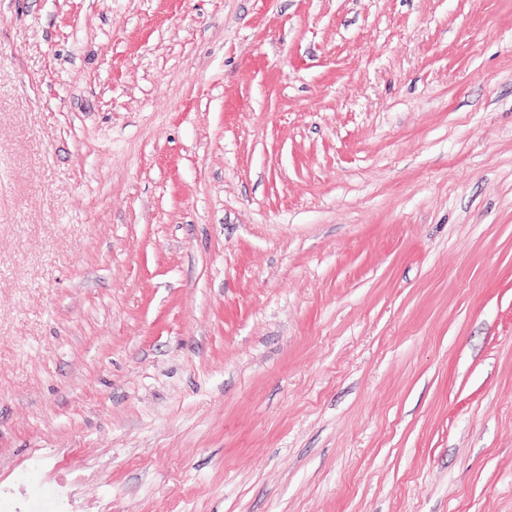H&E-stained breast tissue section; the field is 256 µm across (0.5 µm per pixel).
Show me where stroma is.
I'll return each instance as SVG.
<instances>
[{"mask_svg":"<svg viewBox=\"0 0 512 512\" xmlns=\"http://www.w3.org/2000/svg\"><path fill=\"white\" fill-rule=\"evenodd\" d=\"M61 487L512 512V0H0V495Z\"/></svg>","mask_w":512,"mask_h":512,"instance_id":"obj_1","label":"stroma"}]
</instances>
